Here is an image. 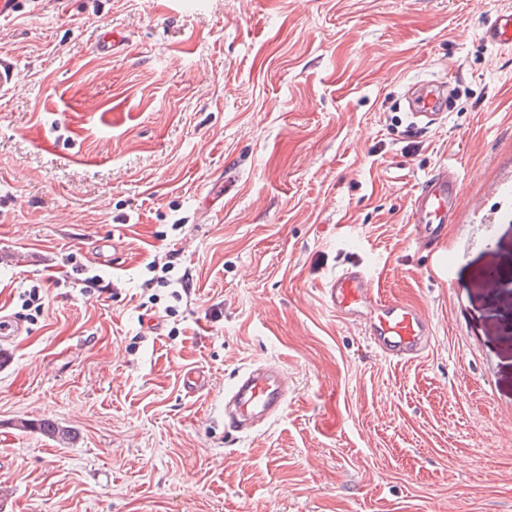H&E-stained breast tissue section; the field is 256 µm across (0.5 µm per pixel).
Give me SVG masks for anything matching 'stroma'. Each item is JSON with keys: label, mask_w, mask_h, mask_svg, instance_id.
I'll list each match as a JSON object with an SVG mask.
<instances>
[{"label": "stroma", "mask_w": 512, "mask_h": 512, "mask_svg": "<svg viewBox=\"0 0 512 512\" xmlns=\"http://www.w3.org/2000/svg\"><path fill=\"white\" fill-rule=\"evenodd\" d=\"M506 8L22 0L0 20V316L24 323L0 342V512H512V49L483 40ZM432 79L448 112L412 127L406 91ZM444 165L458 214L425 243L410 204ZM358 264L429 316L423 357L384 360L326 305ZM259 361L292 393L239 439L224 391ZM17 427L22 431H36L47 435L62 444L69 443V441L74 438L70 427L63 426L51 420L22 421Z\"/></svg>", "instance_id": "obj_1"}]
</instances>
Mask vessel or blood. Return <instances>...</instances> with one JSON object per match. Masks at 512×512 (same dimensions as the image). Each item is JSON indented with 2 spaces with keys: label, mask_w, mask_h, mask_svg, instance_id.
<instances>
[{
  "label": "vessel or blood",
  "mask_w": 512,
  "mask_h": 512,
  "mask_svg": "<svg viewBox=\"0 0 512 512\" xmlns=\"http://www.w3.org/2000/svg\"><path fill=\"white\" fill-rule=\"evenodd\" d=\"M486 43L512 49V9L496 14L483 32ZM412 117L427 124L441 119L448 107V86L443 81L414 84L408 97ZM460 195L457 174L441 167L422 183L411 205L409 222L416 236L436 238L456 213ZM327 304L349 322L362 323L365 336L384 358L408 362L423 356L433 339L425 314L398 301L383 298L372 276L351 266L326 284ZM288 404V384L279 365L259 363L239 372L224 393V429L237 435L258 432L278 418Z\"/></svg>",
  "instance_id": "1"
}]
</instances>
